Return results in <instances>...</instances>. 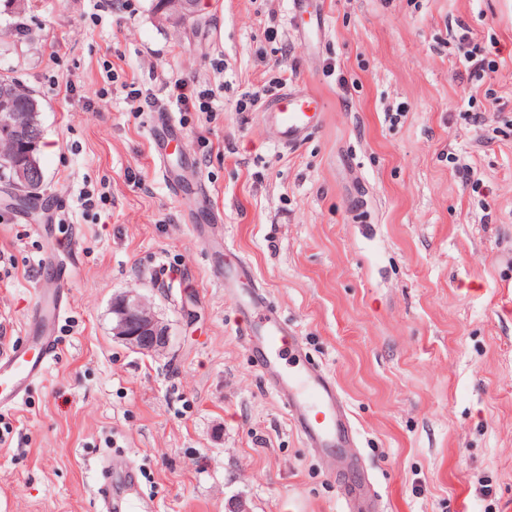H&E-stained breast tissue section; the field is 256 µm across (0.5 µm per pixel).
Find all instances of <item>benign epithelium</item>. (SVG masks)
Here are the masks:
<instances>
[{
    "mask_svg": "<svg viewBox=\"0 0 512 512\" xmlns=\"http://www.w3.org/2000/svg\"><path fill=\"white\" fill-rule=\"evenodd\" d=\"M113 336L128 347L149 354L166 348L170 337L147 301L135 292H127L112 302Z\"/></svg>",
    "mask_w": 512,
    "mask_h": 512,
    "instance_id": "benign-epithelium-1",
    "label": "benign epithelium"
}]
</instances>
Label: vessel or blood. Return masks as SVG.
Returning a JSON list of instances; mask_svg holds the SVG:
<instances>
[{
    "instance_id": "vessel-or-blood-1",
    "label": "vessel or blood",
    "mask_w": 512,
    "mask_h": 512,
    "mask_svg": "<svg viewBox=\"0 0 512 512\" xmlns=\"http://www.w3.org/2000/svg\"><path fill=\"white\" fill-rule=\"evenodd\" d=\"M275 128L280 146H300L316 130L324 112L322 98L307 89L294 88L274 96L263 109ZM177 125L165 111L154 114L151 134L158 143H175ZM213 274L225 293L250 279L248 263L235 253L224 256ZM72 272L62 259H54L39 286L38 305L29 324L27 341L0 352V409L17 406L30 386L40 380L58 353L54 328L69 308ZM247 317L242 331L249 350L257 355L260 375L279 401L305 447L342 448L354 433L334 378L322 367L303 359L301 345L271 305L265 292L251 291L245 303ZM97 512H144L136 494L130 468L120 462L104 463L96 493Z\"/></svg>"
}]
</instances>
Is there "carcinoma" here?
Instances as JSON below:
<instances>
[{"mask_svg":"<svg viewBox=\"0 0 512 512\" xmlns=\"http://www.w3.org/2000/svg\"><path fill=\"white\" fill-rule=\"evenodd\" d=\"M199 0H156L153 9L169 20L180 22L198 12ZM0 98L4 100V111L16 113L18 127L5 131L0 126V173L17 179L12 162L21 159L26 153L37 154L40 138L36 114L37 104L17 78L0 74ZM41 183V171L37 159H32L26 167L24 180L19 182L20 191L25 195L36 192Z\"/></svg>","mask_w":512,"mask_h":512,"instance_id":"carcinoma-1","label":"carcinoma"}]
</instances>
